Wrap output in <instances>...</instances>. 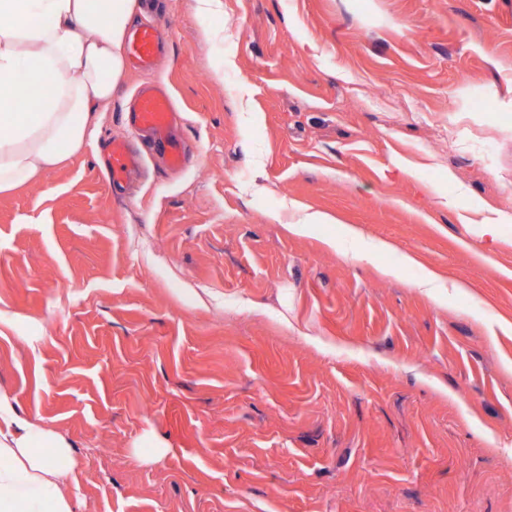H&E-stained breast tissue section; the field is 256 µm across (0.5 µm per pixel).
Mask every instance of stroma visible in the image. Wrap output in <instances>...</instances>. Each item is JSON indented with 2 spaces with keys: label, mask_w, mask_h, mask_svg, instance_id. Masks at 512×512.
<instances>
[{
  "label": "stroma",
  "mask_w": 512,
  "mask_h": 512,
  "mask_svg": "<svg viewBox=\"0 0 512 512\" xmlns=\"http://www.w3.org/2000/svg\"><path fill=\"white\" fill-rule=\"evenodd\" d=\"M134 21L154 68L0 193V390L70 443L74 512H512V0ZM145 85L186 162L116 183ZM163 51L157 27L144 25L128 38L127 52L143 70H150ZM142 159L126 140L113 141L110 147V175L113 180L121 179L137 170Z\"/></svg>",
  "instance_id": "stroma-1"
}]
</instances>
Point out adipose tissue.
Returning <instances> with one entry per match:
<instances>
[{
  "instance_id": "1",
  "label": "adipose tissue",
  "mask_w": 512,
  "mask_h": 512,
  "mask_svg": "<svg viewBox=\"0 0 512 512\" xmlns=\"http://www.w3.org/2000/svg\"><path fill=\"white\" fill-rule=\"evenodd\" d=\"M139 0H0V193L63 164L93 139L127 73ZM25 82L31 97L19 106ZM75 460L62 436L20 419L0 392V512H73Z\"/></svg>"
}]
</instances>
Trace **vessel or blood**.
Here are the masks:
<instances>
[{
	"instance_id": "1",
	"label": "vessel or blood",
	"mask_w": 512,
	"mask_h": 512,
	"mask_svg": "<svg viewBox=\"0 0 512 512\" xmlns=\"http://www.w3.org/2000/svg\"><path fill=\"white\" fill-rule=\"evenodd\" d=\"M163 51L155 26L144 25L133 31L128 39L127 52L142 69H152ZM177 120L169 95L160 87H144L138 93L129 114L130 124L149 135L152 143L162 150L170 168H179L183 161V149L179 140L171 135ZM142 159L127 141L112 142L110 147V174L113 179H121L137 170Z\"/></svg>"
}]
</instances>
